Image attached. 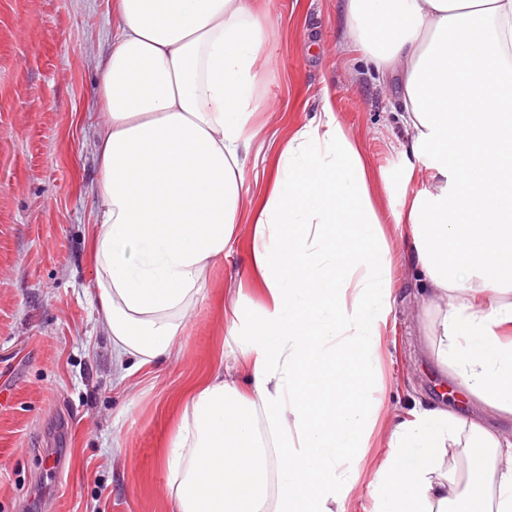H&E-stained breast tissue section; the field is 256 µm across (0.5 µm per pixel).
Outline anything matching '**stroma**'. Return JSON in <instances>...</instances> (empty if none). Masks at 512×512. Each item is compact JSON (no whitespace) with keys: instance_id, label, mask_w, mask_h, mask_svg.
<instances>
[{"instance_id":"1","label":"stroma","mask_w":512,"mask_h":512,"mask_svg":"<svg viewBox=\"0 0 512 512\" xmlns=\"http://www.w3.org/2000/svg\"><path fill=\"white\" fill-rule=\"evenodd\" d=\"M270 14V64L259 93L256 157L246 169L242 214L260 202L280 142L331 93L337 121L359 143L391 245L396 301L378 352L382 406L348 512H370L369 484L388 454L385 425L441 405L512 434L430 363L431 313L393 215L406 192L432 188L423 161L401 150L399 97L368 68L347 34L344 0H256ZM112 43V0H0V512H177L167 451L189 391L235 365L225 323L233 289L259 300L252 227L201 279L172 356L118 380L98 324L89 258L98 177L94 130L101 56Z\"/></svg>"}]
</instances>
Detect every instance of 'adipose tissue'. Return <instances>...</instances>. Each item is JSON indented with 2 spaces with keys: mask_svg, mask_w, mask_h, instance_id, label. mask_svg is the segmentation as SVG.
I'll list each match as a JSON object with an SVG mask.
<instances>
[{
  "mask_svg": "<svg viewBox=\"0 0 512 512\" xmlns=\"http://www.w3.org/2000/svg\"><path fill=\"white\" fill-rule=\"evenodd\" d=\"M349 35L397 77L432 191L414 193L408 255L437 312L431 357L512 415V0H346ZM269 17L251 0H112L101 66L92 256L120 378L173 350L203 272L236 235ZM323 112L331 110L323 105ZM253 226L264 302L234 306L245 385L214 372L169 460L177 512H346L377 403L393 301L369 163L344 127L287 139ZM467 450V477L444 463ZM372 512H512V439L444 407L390 429Z\"/></svg>",
  "mask_w": 512,
  "mask_h": 512,
  "instance_id": "adipose-tissue-1",
  "label": "adipose tissue"
}]
</instances>
